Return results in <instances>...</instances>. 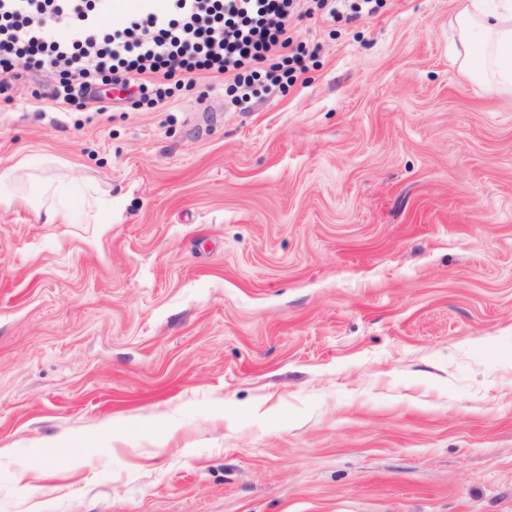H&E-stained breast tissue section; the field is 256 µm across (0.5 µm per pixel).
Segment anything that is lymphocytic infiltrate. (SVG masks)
Here are the masks:
<instances>
[{
	"instance_id": "lymphocytic-infiltrate-1",
	"label": "lymphocytic infiltrate",
	"mask_w": 512,
	"mask_h": 512,
	"mask_svg": "<svg viewBox=\"0 0 512 512\" xmlns=\"http://www.w3.org/2000/svg\"><path fill=\"white\" fill-rule=\"evenodd\" d=\"M139 11L107 33L96 19L112 0H0V94L22 80L25 68L60 74L52 95L63 104L73 94L96 111L106 108L99 90L121 85L146 95L156 78L176 88L204 71L227 78L229 103L250 98L256 81L294 83L298 60L289 21L293 16L336 19L347 0H141Z\"/></svg>"
}]
</instances>
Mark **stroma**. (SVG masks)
<instances>
[{
	"label": "stroma",
	"instance_id": "35a3bbf8",
	"mask_svg": "<svg viewBox=\"0 0 512 512\" xmlns=\"http://www.w3.org/2000/svg\"><path fill=\"white\" fill-rule=\"evenodd\" d=\"M463 4L294 17L237 109L0 95V512H512V95Z\"/></svg>",
	"mask_w": 512,
	"mask_h": 512
}]
</instances>
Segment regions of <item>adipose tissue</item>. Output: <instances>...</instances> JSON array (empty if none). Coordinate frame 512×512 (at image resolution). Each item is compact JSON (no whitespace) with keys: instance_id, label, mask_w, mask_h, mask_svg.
I'll use <instances>...</instances> for the list:
<instances>
[{"instance_id":"adipose-tissue-1","label":"adipose tissue","mask_w":512,"mask_h":512,"mask_svg":"<svg viewBox=\"0 0 512 512\" xmlns=\"http://www.w3.org/2000/svg\"><path fill=\"white\" fill-rule=\"evenodd\" d=\"M457 31L468 76L512 95V0H465Z\"/></svg>"}]
</instances>
